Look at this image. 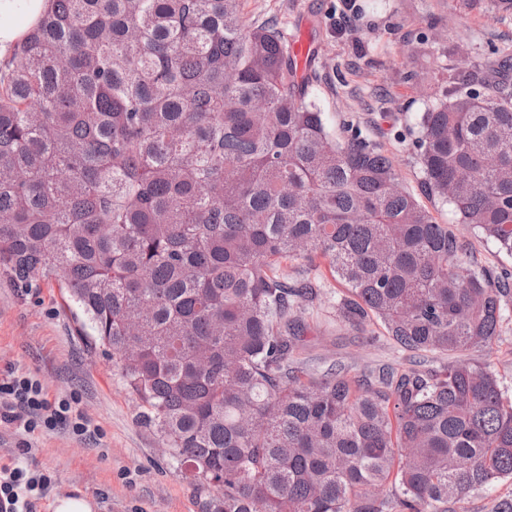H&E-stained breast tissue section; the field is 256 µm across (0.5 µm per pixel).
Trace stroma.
<instances>
[{
  "label": "stroma",
  "instance_id": "1",
  "mask_svg": "<svg viewBox=\"0 0 512 512\" xmlns=\"http://www.w3.org/2000/svg\"><path fill=\"white\" fill-rule=\"evenodd\" d=\"M248 16L274 18L287 38L306 30L313 54L306 71L308 93L336 138L359 132L378 144L401 182L420 192L424 174L417 159L420 115L430 100L409 72L437 87V70L470 72L483 89L488 69L512 45V16L475 9L456 0H244ZM461 235L474 269L512 272V255L469 230ZM291 279L308 278L320 288L308 317L304 371L343 366L358 373L391 364L405 369L408 354L381 332L362 334L337 324L334 306L343 287L324 260L289 265ZM503 327L493 349L475 348L470 361L491 365L512 399V298L502 307ZM65 288L51 277L22 286L0 272V380L32 377L50 400L74 399L97 426L94 436L68 429L28 432L0 424V465L51 477L48 494L34 512H54L58 497L82 495L95 512H199L189 482L162 451L151 430L136 422L138 404L112 367V356L80 338Z\"/></svg>",
  "mask_w": 512,
  "mask_h": 512
}]
</instances>
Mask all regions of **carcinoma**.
Here are the masks:
<instances>
[{
	"label": "carcinoma",
	"mask_w": 512,
	"mask_h": 512,
	"mask_svg": "<svg viewBox=\"0 0 512 512\" xmlns=\"http://www.w3.org/2000/svg\"><path fill=\"white\" fill-rule=\"evenodd\" d=\"M446 83L424 191L512 254V92ZM466 257L390 157L336 140L243 0H51L0 66V272L61 279L200 512H457L512 478V402L466 359L512 273ZM316 258L337 322L451 361L305 372L318 291L281 264Z\"/></svg>",
	"instance_id": "cac0c4a2"
}]
</instances>
